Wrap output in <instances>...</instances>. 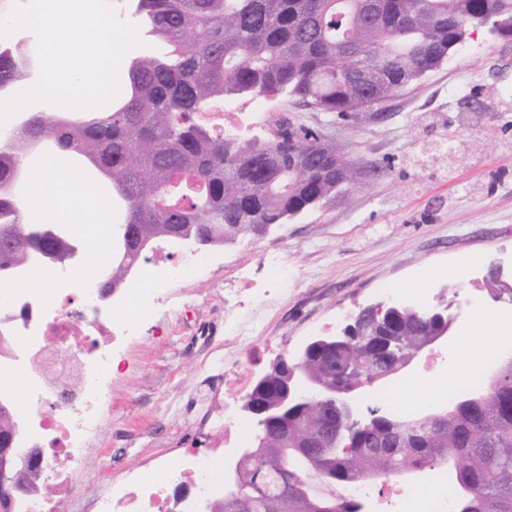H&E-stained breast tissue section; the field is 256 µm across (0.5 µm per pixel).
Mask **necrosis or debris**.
<instances>
[{"label": "necrosis or debris", "instance_id": "1", "mask_svg": "<svg viewBox=\"0 0 512 512\" xmlns=\"http://www.w3.org/2000/svg\"><path fill=\"white\" fill-rule=\"evenodd\" d=\"M205 265L204 258L189 256L166 266L138 267L124 287L123 307L108 320L97 316L100 299L93 275L77 281L64 267L49 270L48 297L15 292L8 305H0V320L8 321L11 328L9 338L0 339V367L21 369L25 408L45 400L52 405L21 445L38 450L56 493L27 497L19 512H57V497L67 490L69 464L86 450L101 418L115 358L136 337L142 322L154 315L166 290ZM171 484L191 487L200 497L219 494V466L186 453L163 469L141 471L131 486L98 498L93 512H175L167 494ZM346 493L377 500L396 512H418L412 502L416 496L423 499L419 512L451 508V499L443 495L438 481L410 494L381 478L351 486Z\"/></svg>", "mask_w": 512, "mask_h": 512}]
</instances>
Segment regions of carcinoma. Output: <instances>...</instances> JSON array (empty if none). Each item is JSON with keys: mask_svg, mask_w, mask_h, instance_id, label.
I'll list each match as a JSON object with an SVG mask.
<instances>
[{"mask_svg": "<svg viewBox=\"0 0 512 512\" xmlns=\"http://www.w3.org/2000/svg\"><path fill=\"white\" fill-rule=\"evenodd\" d=\"M141 39L124 86L104 112L67 116L41 104L0 145V189L16 179L33 143H50L94 167L112 185L106 200L124 216L132 245L112 253L111 285L137 268V243L172 232L204 246L248 239L350 187L356 171L313 130L280 126L279 139H227L194 122L219 98L286 95L323 112H362L438 69L470 25L512 17V0H128ZM28 78L24 47L0 49V93ZM29 223L22 200L0 192V227ZM45 268L27 242L0 244V279ZM345 343L319 345L302 360L319 389L336 397L358 379L396 374L438 331L433 311L391 306L364 312ZM397 334L402 350L379 345ZM293 364L268 371L249 394L273 401ZM454 399L431 418L391 414L359 436L337 435L321 408L290 421L312 455L298 460L272 433L243 462L251 488L244 512H362L345 490L408 470L450 469L456 512H512V370Z\"/></svg>", "mask_w": 512, "mask_h": 512, "instance_id": "obj_1", "label": "carcinoma"}]
</instances>
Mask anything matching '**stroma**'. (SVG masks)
Returning a JSON list of instances; mask_svg holds the SVG:
<instances>
[{
  "label": "stroma",
  "instance_id": "35a3bbf8",
  "mask_svg": "<svg viewBox=\"0 0 512 512\" xmlns=\"http://www.w3.org/2000/svg\"><path fill=\"white\" fill-rule=\"evenodd\" d=\"M257 140L287 122L315 130L356 170L348 195L272 227L265 237L206 248V273L167 291L112 373L91 446L69 468L63 512H91L100 494L190 449L224 451L207 420L224 407L220 363L237 345L228 314L272 340L250 373L293 358L316 336L340 335L363 308L386 303L384 287L424 288L405 298L425 308L462 302L453 333L481 344L484 313L512 310L493 299L488 275L512 285V37L478 33L440 68L381 109L341 115L266 99ZM479 255L476 276L461 260ZM286 260L287 283L267 286L269 257ZM251 273L250 299L230 311L227 282Z\"/></svg>",
  "mask_w": 512,
  "mask_h": 512
}]
</instances>
